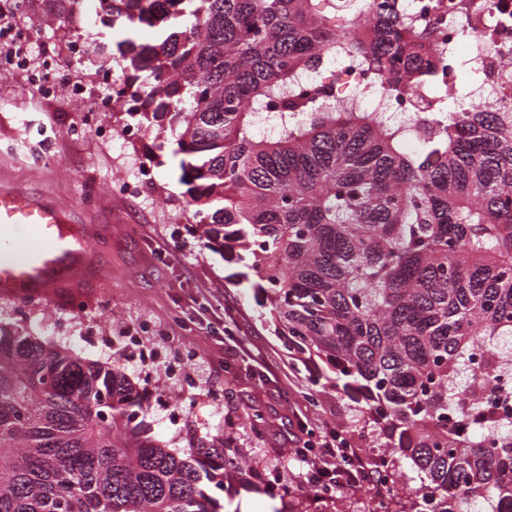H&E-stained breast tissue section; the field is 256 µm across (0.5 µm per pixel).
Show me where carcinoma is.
I'll list each match as a JSON object with an SVG mask.
<instances>
[{
  "mask_svg": "<svg viewBox=\"0 0 512 512\" xmlns=\"http://www.w3.org/2000/svg\"><path fill=\"white\" fill-rule=\"evenodd\" d=\"M129 33L113 107L176 134L204 246L242 268L288 350L389 430V512H512V112L434 113L411 151L306 86L336 56L388 99L441 84L431 30L399 0H100ZM407 27V38L395 33ZM277 114L273 138L255 135ZM114 362L0 332V512H224L231 439L171 448ZM423 474L401 483V461Z\"/></svg>",
  "mask_w": 512,
  "mask_h": 512,
  "instance_id": "1",
  "label": "carcinoma"
}]
</instances>
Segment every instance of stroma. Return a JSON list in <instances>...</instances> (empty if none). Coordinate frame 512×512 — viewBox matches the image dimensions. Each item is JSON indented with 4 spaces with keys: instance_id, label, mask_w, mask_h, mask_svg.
Listing matches in <instances>:
<instances>
[{
    "instance_id": "35a3bbf8",
    "label": "stroma",
    "mask_w": 512,
    "mask_h": 512,
    "mask_svg": "<svg viewBox=\"0 0 512 512\" xmlns=\"http://www.w3.org/2000/svg\"><path fill=\"white\" fill-rule=\"evenodd\" d=\"M50 2L48 11L29 5L11 12L12 25L28 38L25 66L0 68V187L22 189L67 210L75 224L100 229L99 256L85 281L59 297L0 296V329H26L90 360H120L145 392L146 429L170 447L229 430L253 473L225 495L227 512H241L245 502L252 512H376L377 488H312L295 450L306 445L319 456L321 438L336 425L371 455L386 437L361 429L355 401L342 394L307 401L315 365L290 357L252 290L232 280L233 266L191 232L195 219L177 162L159 149L171 139L169 128L143 131L128 113L102 108L123 73V26L82 0ZM77 40L85 45L78 59L71 53ZM51 62L79 98L47 95L36 82ZM77 123L83 134L70 136ZM143 172L148 179L137 192L113 193V180ZM132 336L146 337L160 359L141 361L128 345ZM189 348L198 357L187 386L169 366ZM175 407L182 414L174 424L168 412ZM255 409L269 422L259 439L248 420ZM272 474L282 488L270 494Z\"/></svg>"
}]
</instances>
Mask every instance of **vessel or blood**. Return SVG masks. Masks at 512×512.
<instances>
[{
  "instance_id": "obj_1",
  "label": "vessel or blood",
  "mask_w": 512,
  "mask_h": 512,
  "mask_svg": "<svg viewBox=\"0 0 512 512\" xmlns=\"http://www.w3.org/2000/svg\"><path fill=\"white\" fill-rule=\"evenodd\" d=\"M90 250L83 228L66 223L62 208L0 190V295L52 296L82 273Z\"/></svg>"
}]
</instances>
